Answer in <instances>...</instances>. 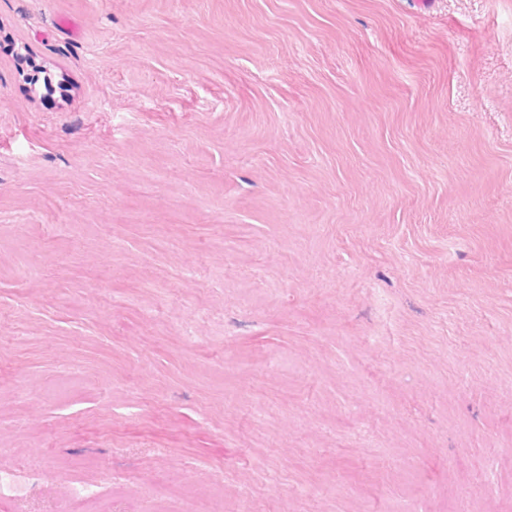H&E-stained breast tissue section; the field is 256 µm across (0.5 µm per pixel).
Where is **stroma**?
<instances>
[{
    "label": "stroma",
    "mask_w": 512,
    "mask_h": 512,
    "mask_svg": "<svg viewBox=\"0 0 512 512\" xmlns=\"http://www.w3.org/2000/svg\"><path fill=\"white\" fill-rule=\"evenodd\" d=\"M0 512H512V0H0Z\"/></svg>",
    "instance_id": "obj_1"
}]
</instances>
